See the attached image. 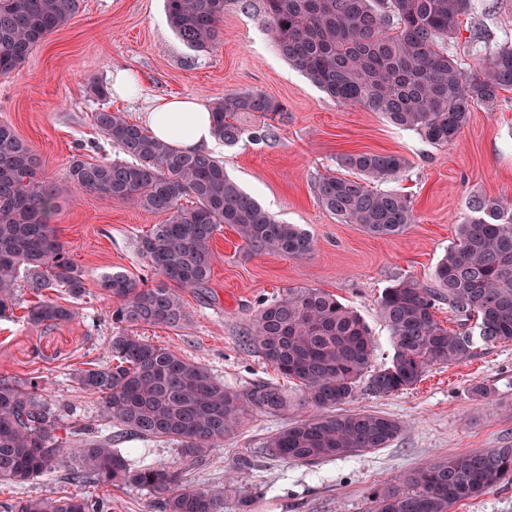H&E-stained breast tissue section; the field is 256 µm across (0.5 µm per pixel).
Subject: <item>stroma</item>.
<instances>
[{
    "mask_svg": "<svg viewBox=\"0 0 512 512\" xmlns=\"http://www.w3.org/2000/svg\"><path fill=\"white\" fill-rule=\"evenodd\" d=\"M480 27L492 35L493 46L512 44V0H473L458 38L448 46L463 69L476 64L469 37ZM123 67L138 75L136 98L112 94L103 101L90 92L92 83H108L110 73ZM248 89L279 100L285 119L277 122L271 140L221 145L213 154L276 220L301 225L311 237V250L297 258L255 252L232 227H223L213 240L208 284L181 292L186 320L174 328L141 324L135 335L204 365L226 387L243 391L279 379L247 343L259 304L289 287L321 288L363 317L377 362H387L393 348L377 305L383 289L407 278L431 284L435 266L454 241L458 224L469 216L472 201L512 198V93H503L492 111L472 104L457 140L438 146L415 131L390 125L379 114L327 97L278 53L259 6L226 13L219 44L204 52L176 37L164 0H81L78 12L38 45L19 70L0 75V122L13 126L34 149L41 177L63 184L82 146L95 145L98 158L119 155L94 125V112H121L140 124L160 98L186 97L209 107L227 93ZM363 152L405 161L396 177L380 185L411 200L415 221L400 235L367 234L318 200V177L336 169L340 156ZM160 221L136 201L72 189L51 223L84 274L81 298L56 295L60 304L76 310V321L27 323L25 309L33 296L25 288L18 292L20 306L12 317L0 319V376L44 378V398L61 409L59 436L95 423L99 415L97 397L80 389L74 373L106 362L107 341L117 330L112 302L100 282L113 272L145 278L150 286L161 282L137 249L140 236ZM288 396V411L252 412L189 467L180 449L164 441L130 440L120 449L132 466L177 470L184 481L223 491L224 512H371L378 485L403 484L416 468L461 453L512 447V345L432 366L401 393L359 394L352 408L404 425L390 447L376 451L316 463L273 456L268 437L308 413L300 405L299 388L289 386ZM242 462L248 465L245 484L251 495L246 503L231 484ZM51 492L99 500L108 512H158L151 495L134 484L74 483L62 467L24 484L0 481V502Z\"/></svg>",
    "mask_w": 512,
    "mask_h": 512,
    "instance_id": "stroma-1",
    "label": "stroma"
}]
</instances>
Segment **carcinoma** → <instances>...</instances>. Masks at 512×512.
<instances>
[{"mask_svg": "<svg viewBox=\"0 0 512 512\" xmlns=\"http://www.w3.org/2000/svg\"><path fill=\"white\" fill-rule=\"evenodd\" d=\"M473 0H260L279 54L336 102L382 115L436 145L454 141L470 105L493 109L512 92V44L486 52L489 34L470 37L477 66L461 70L448 54L459 18ZM79 0H0V75L12 73L32 50L76 13ZM240 0H165L167 20L188 47L207 51L221 36L224 13ZM243 112L271 120L284 106L261 90L228 93L212 108L213 135L234 145L263 142L273 125L249 130ZM94 125L123 159L73 157L70 183L109 199H133L163 216L139 240L140 255L165 281L142 287L128 273L103 278L112 321L177 327L187 318L181 288L210 279L211 241L225 225L244 246L300 257L311 249L298 224H281L224 172L207 152H185L155 137L120 112L94 114ZM355 178L324 174L316 184L323 207L374 236H395L415 222L411 202L367 187L404 167L392 154L340 158ZM38 158L15 129L0 123V318L18 306L19 279L36 297L26 308L32 325L74 321L77 312L50 297L64 288L86 292L83 272L69 257L50 221L63 189L38 179ZM192 200L186 207L183 201ZM472 215L434 270L432 284L402 280L382 292L381 316L394 350L375 363V348L361 317L321 288H286L264 302L248 330L249 345L288 380L299 383L312 413L276 432L267 447L289 462L386 448L402 431L399 421L341 405L363 391L388 396L416 385L427 368L475 355L478 347L512 344V201L475 199ZM457 317L448 328L436 319L442 302ZM109 362L76 374L81 389L98 396L100 416L116 429L101 439L91 426L68 441L57 436L60 415L36 378H0V480L29 482L57 465L78 462L73 480L123 481L146 489L163 512H224V492L202 489L174 471L130 470L112 438L162 439L192 459L236 430L249 412L288 411V391L266 382L237 392L203 365L120 330L108 340ZM512 484V448L470 451L422 466L405 485L376 489L372 512H451L493 487ZM3 512H102L86 497H42L3 506Z\"/></svg>", "mask_w": 512, "mask_h": 512, "instance_id": "cac0c4a2", "label": "carcinoma"}]
</instances>
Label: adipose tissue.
Returning <instances> with one entry per match:
<instances>
[{"label":"adipose tissue","instance_id":"1","mask_svg":"<svg viewBox=\"0 0 512 512\" xmlns=\"http://www.w3.org/2000/svg\"><path fill=\"white\" fill-rule=\"evenodd\" d=\"M148 123L156 137L184 151H205L215 145L211 113L193 99L162 101L149 112Z\"/></svg>","mask_w":512,"mask_h":512}]
</instances>
